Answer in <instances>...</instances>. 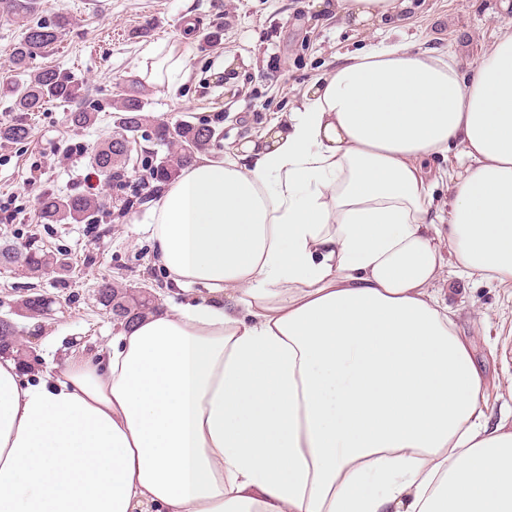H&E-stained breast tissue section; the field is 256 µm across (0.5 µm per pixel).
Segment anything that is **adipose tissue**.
<instances>
[{
	"mask_svg": "<svg viewBox=\"0 0 512 512\" xmlns=\"http://www.w3.org/2000/svg\"><path fill=\"white\" fill-rule=\"evenodd\" d=\"M410 6L333 0L378 43L159 191L157 256L199 297L55 374L0 354V512H512V413L448 304L452 269L512 287V26L465 70L382 42Z\"/></svg>",
	"mask_w": 512,
	"mask_h": 512,
	"instance_id": "1",
	"label": "adipose tissue"
}]
</instances>
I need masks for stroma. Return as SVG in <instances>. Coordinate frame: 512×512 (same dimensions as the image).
I'll list each match as a JSON object with an SVG mask.
<instances>
[{
  "mask_svg": "<svg viewBox=\"0 0 512 512\" xmlns=\"http://www.w3.org/2000/svg\"><path fill=\"white\" fill-rule=\"evenodd\" d=\"M60 10L70 24L61 42L34 64L57 66L79 84L80 95L27 115L26 142H0V198L16 204L13 223H0V244L67 254L66 271L36 279L20 268L0 267V316L17 323L18 341L36 374L105 348L118 324L96 300L101 280L149 286L163 305L174 297L151 235L154 193L126 211L125 191L92 174V150L118 133L113 102L133 94L156 118L216 126L220 138L210 152L224 157L288 111L341 56L373 40L371 31L348 25L318 0H42L37 18L51 20ZM187 15L194 22L190 73L175 80L170 92L157 93L136 70L150 48L179 38ZM506 25H512V0H413L386 28L391 41L455 52L467 68ZM77 108L96 109V123L70 128L67 114ZM77 143L82 154L67 157ZM87 174L93 196L105 206L99 223H39V195L84 191ZM31 285L50 297L49 316L32 318L22 309ZM458 286L451 307L460 332L476 342L474 357L491 379L490 403L512 406V288L473 278Z\"/></svg>",
  "mask_w": 512,
  "mask_h": 512,
  "instance_id": "35a3bbf8",
  "label": "stroma"
}]
</instances>
